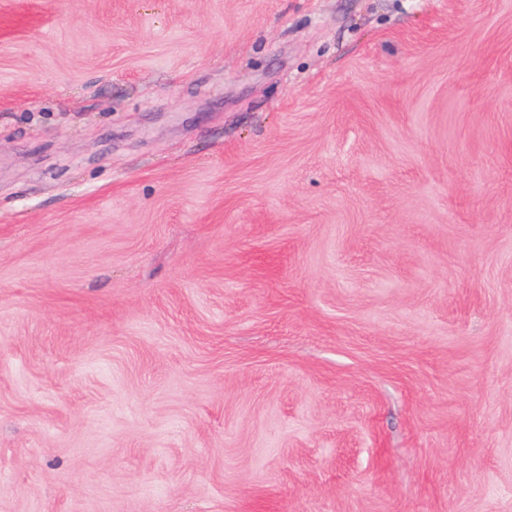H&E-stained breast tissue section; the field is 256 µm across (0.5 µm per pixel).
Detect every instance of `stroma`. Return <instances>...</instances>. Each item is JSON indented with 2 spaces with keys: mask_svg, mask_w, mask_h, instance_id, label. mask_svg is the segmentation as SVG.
<instances>
[{
  "mask_svg": "<svg viewBox=\"0 0 512 512\" xmlns=\"http://www.w3.org/2000/svg\"><path fill=\"white\" fill-rule=\"evenodd\" d=\"M0 512H512V0H0Z\"/></svg>",
  "mask_w": 512,
  "mask_h": 512,
  "instance_id": "35a3bbf8",
  "label": "stroma"
}]
</instances>
